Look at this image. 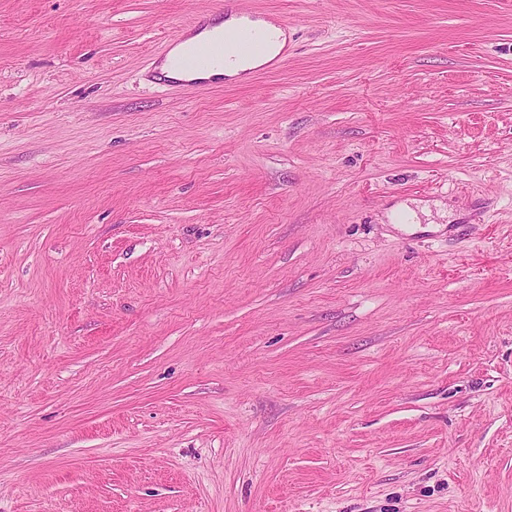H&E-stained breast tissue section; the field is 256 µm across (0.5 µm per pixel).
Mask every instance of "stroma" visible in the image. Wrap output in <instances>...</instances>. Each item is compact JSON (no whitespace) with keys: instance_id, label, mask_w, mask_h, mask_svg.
Returning a JSON list of instances; mask_svg holds the SVG:
<instances>
[{"instance_id":"1","label":"stroma","mask_w":512,"mask_h":512,"mask_svg":"<svg viewBox=\"0 0 512 512\" xmlns=\"http://www.w3.org/2000/svg\"><path fill=\"white\" fill-rule=\"evenodd\" d=\"M219 2L0 0V512H512V0ZM225 10L226 11L235 10L240 13H248V11L243 7L242 0H225L224 7H221L220 9H218L216 12H214V14L201 15V16L193 18L192 21L186 27L182 28L172 38H170L168 40V43L165 46L164 50L161 52V55H160L159 59L157 60V64H159V62L164 60L165 56L173 48V46L175 45L176 42H181V41L185 40L186 38H188L189 36L195 34L196 32L204 30L207 27H210L211 25L214 24V18L212 16H214V15L222 16V14L224 16ZM241 21L242 20L239 19L238 17H236L235 15H233L231 17L228 16L226 19H224V23L216 24L212 29L206 30L202 34L198 35L196 38H191L186 43L180 44V45L174 47L171 50L170 55H175V54L182 52L188 45H190L192 42H194L197 38H199L201 36L212 34V33H217L220 30H222L223 28H224V30L229 29V28L237 25ZM270 36L252 28H241L224 37L204 40L195 44L187 53L175 61V67L182 72L206 71L224 66L233 61L234 55L229 54V46L233 53L248 57L266 51Z\"/></svg>"}]
</instances>
